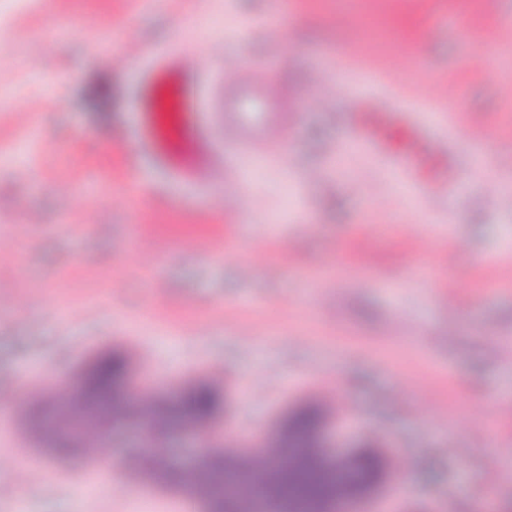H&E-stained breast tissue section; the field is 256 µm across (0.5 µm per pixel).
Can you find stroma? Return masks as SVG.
I'll return each mask as SVG.
<instances>
[{"label":"stroma","instance_id":"obj_1","mask_svg":"<svg viewBox=\"0 0 512 512\" xmlns=\"http://www.w3.org/2000/svg\"><path fill=\"white\" fill-rule=\"evenodd\" d=\"M504 27L512 0H0V512H206L125 468L136 419L67 462L30 442L19 482L29 403L116 344L135 356L123 403L223 367L225 447L263 446L305 394L384 436L391 478L345 512H512ZM176 41L215 92L236 60L288 91L282 157L247 162L243 185L178 188L120 138L139 68ZM374 99L419 113L423 147L401 123L367 125ZM480 127L476 149L464 135ZM104 461L105 493L88 482Z\"/></svg>","mask_w":512,"mask_h":512}]
</instances>
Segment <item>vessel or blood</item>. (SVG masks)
<instances>
[{
  "label": "vessel or blood",
  "instance_id": "1",
  "mask_svg": "<svg viewBox=\"0 0 512 512\" xmlns=\"http://www.w3.org/2000/svg\"><path fill=\"white\" fill-rule=\"evenodd\" d=\"M253 65L240 62L224 82V98L213 103L182 45L158 52L138 76L136 142L153 165L171 179L196 185L215 175L211 139L217 124L229 133L224 142V178L241 181L233 156L261 158L284 134L288 93H272L252 78Z\"/></svg>",
  "mask_w": 512,
  "mask_h": 512
}]
</instances>
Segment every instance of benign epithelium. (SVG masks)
Wrapping results in <instances>:
<instances>
[{
    "label": "benign epithelium",
    "instance_id": "benign-epithelium-1",
    "mask_svg": "<svg viewBox=\"0 0 512 512\" xmlns=\"http://www.w3.org/2000/svg\"><path fill=\"white\" fill-rule=\"evenodd\" d=\"M111 363L117 368L106 388H101V367ZM126 357L112 352L96 359L81 388L69 398L73 413L71 423L50 427L55 451L68 454L84 446L82 443L84 405L106 397L127 374ZM210 394L207 412L193 411L189 400L201 390ZM135 411L146 423V440L167 439L178 430L193 427L200 431L204 447L211 448L204 467L187 471L162 459L141 454L135 463L154 472L170 485H191L209 504L208 512H285L293 504L285 498L286 489L300 479L329 473L333 479L312 487L311 512H334L338 503L362 500L377 492L386 480L391 466V451L384 439L361 433L349 443L330 434L334 426L330 414L315 400L297 403L288 409L277 425L269 448L243 455L224 448V424L229 414L225 387L210 383L194 385L174 399H150L134 408L115 403L95 416V429L110 435L113 425ZM303 453L293 466L283 471L277 464L280 456H289L294 448Z\"/></svg>",
    "mask_w": 512,
    "mask_h": 512
}]
</instances>
